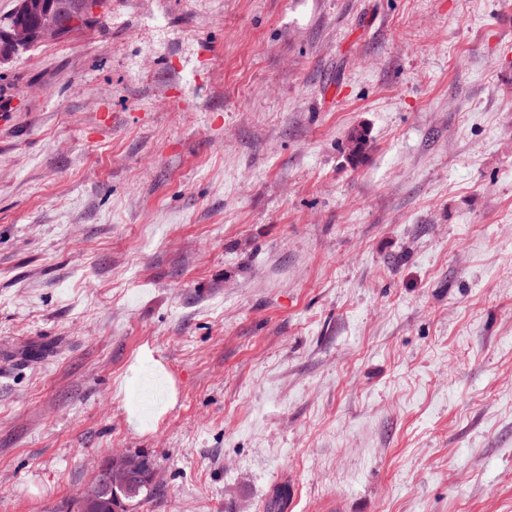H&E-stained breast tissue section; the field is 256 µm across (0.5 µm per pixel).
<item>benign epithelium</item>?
<instances>
[{"label":"benign epithelium","mask_w":512,"mask_h":512,"mask_svg":"<svg viewBox=\"0 0 512 512\" xmlns=\"http://www.w3.org/2000/svg\"><path fill=\"white\" fill-rule=\"evenodd\" d=\"M106 2L77 0L69 16L64 18L55 14L52 0H18L13 23L7 29L0 28V42L7 49V54L0 55V62L7 61L8 53L27 50L37 41L48 43L65 38L74 28L102 14ZM145 476L155 479L153 469L137 453L122 454L102 462L84 489V512H93L97 493L106 487L114 492V512H126L128 504L123 502L121 493Z\"/></svg>","instance_id":"benign-epithelium-1"}]
</instances>
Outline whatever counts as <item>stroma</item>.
Returning a JSON list of instances; mask_svg holds the SVG:
<instances>
[{
	"label": "stroma",
	"instance_id": "1",
	"mask_svg": "<svg viewBox=\"0 0 512 512\" xmlns=\"http://www.w3.org/2000/svg\"><path fill=\"white\" fill-rule=\"evenodd\" d=\"M118 453L138 512H512V0H109L0 66V512Z\"/></svg>",
	"mask_w": 512,
	"mask_h": 512
}]
</instances>
